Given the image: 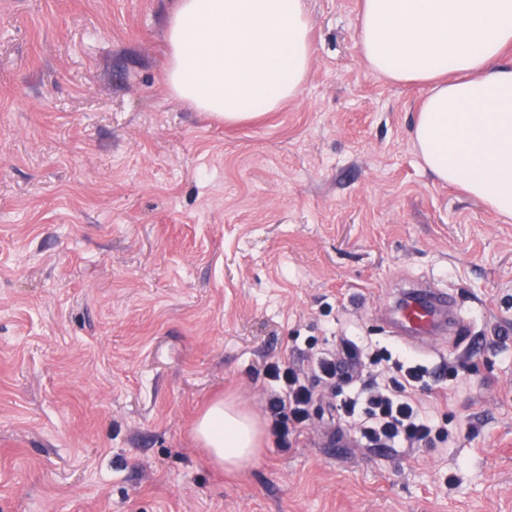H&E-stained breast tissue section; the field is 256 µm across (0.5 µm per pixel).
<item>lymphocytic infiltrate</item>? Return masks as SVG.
Segmentation results:
<instances>
[{
	"instance_id": "obj_1",
	"label": "lymphocytic infiltrate",
	"mask_w": 512,
	"mask_h": 512,
	"mask_svg": "<svg viewBox=\"0 0 512 512\" xmlns=\"http://www.w3.org/2000/svg\"><path fill=\"white\" fill-rule=\"evenodd\" d=\"M371 364L381 373L396 370L402 378L390 385L366 380L337 404L340 417L355 423L360 441L373 448H422L456 439V430L439 426L409 392L410 385L425 376V366L408 357L393 359L387 350L380 351ZM337 370L335 359L327 357L317 358L308 376L279 360L268 363L267 375L275 388L266 412L269 433L278 447H290L307 425L315 380L335 379Z\"/></svg>"
}]
</instances>
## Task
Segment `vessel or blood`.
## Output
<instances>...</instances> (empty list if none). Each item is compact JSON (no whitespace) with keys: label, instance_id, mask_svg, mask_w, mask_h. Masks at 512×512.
Wrapping results in <instances>:
<instances>
[{"label":"vessel or blood","instance_id":"vessel-or-blood-1","mask_svg":"<svg viewBox=\"0 0 512 512\" xmlns=\"http://www.w3.org/2000/svg\"><path fill=\"white\" fill-rule=\"evenodd\" d=\"M453 297L439 289H411L400 300L388 322L393 334L418 339L430 336L440 309L453 307Z\"/></svg>","mask_w":512,"mask_h":512}]
</instances>
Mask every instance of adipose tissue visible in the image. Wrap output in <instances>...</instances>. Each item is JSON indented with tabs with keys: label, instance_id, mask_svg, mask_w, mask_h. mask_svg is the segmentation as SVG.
<instances>
[{
	"label": "adipose tissue",
	"instance_id": "adipose-tissue-1",
	"mask_svg": "<svg viewBox=\"0 0 512 512\" xmlns=\"http://www.w3.org/2000/svg\"><path fill=\"white\" fill-rule=\"evenodd\" d=\"M303 0H178L166 23L171 94L228 123L298 97L313 44ZM512 0H362L358 47L395 83L427 85L412 140L441 183L512 217ZM194 436L211 463L242 468L260 419L216 401Z\"/></svg>",
	"mask_w": 512,
	"mask_h": 512
}]
</instances>
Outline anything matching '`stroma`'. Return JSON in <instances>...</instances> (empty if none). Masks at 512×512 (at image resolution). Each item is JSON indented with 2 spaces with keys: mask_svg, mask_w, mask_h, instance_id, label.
<instances>
[{
  "mask_svg": "<svg viewBox=\"0 0 512 512\" xmlns=\"http://www.w3.org/2000/svg\"><path fill=\"white\" fill-rule=\"evenodd\" d=\"M175 4L0 0V512H512V218L425 171L361 0H305L299 96L242 124L170 95ZM420 285L460 333H390ZM350 347L464 365L413 390L458 440L363 447L336 380L288 451L197 447L216 398L265 416L270 361Z\"/></svg>",
  "mask_w": 512,
  "mask_h": 512,
  "instance_id": "35a3bbf8",
  "label": "stroma"
}]
</instances>
